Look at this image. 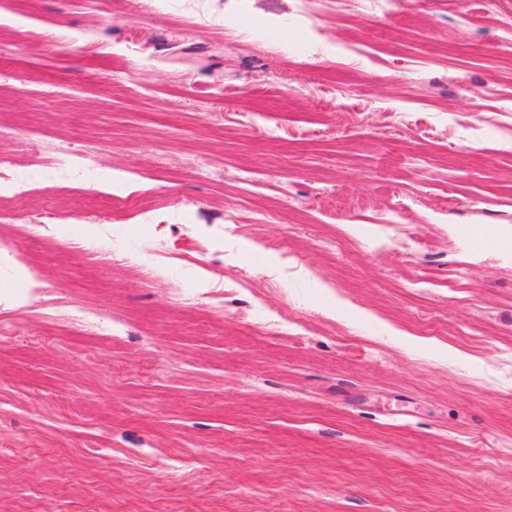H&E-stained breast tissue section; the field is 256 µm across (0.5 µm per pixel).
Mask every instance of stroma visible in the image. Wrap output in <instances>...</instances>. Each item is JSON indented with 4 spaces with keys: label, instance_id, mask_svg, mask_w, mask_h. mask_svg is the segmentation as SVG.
Listing matches in <instances>:
<instances>
[{
    "label": "stroma",
    "instance_id": "35a3bbf8",
    "mask_svg": "<svg viewBox=\"0 0 512 512\" xmlns=\"http://www.w3.org/2000/svg\"><path fill=\"white\" fill-rule=\"evenodd\" d=\"M493 3L0 0V512H512ZM72 163L65 162L63 164H56L51 170L46 171L41 168H26L16 170L18 179L21 182L33 181L51 176L56 179H71L83 173V170L76 166L81 163L82 156L79 153H74Z\"/></svg>",
    "mask_w": 512,
    "mask_h": 512
}]
</instances>
